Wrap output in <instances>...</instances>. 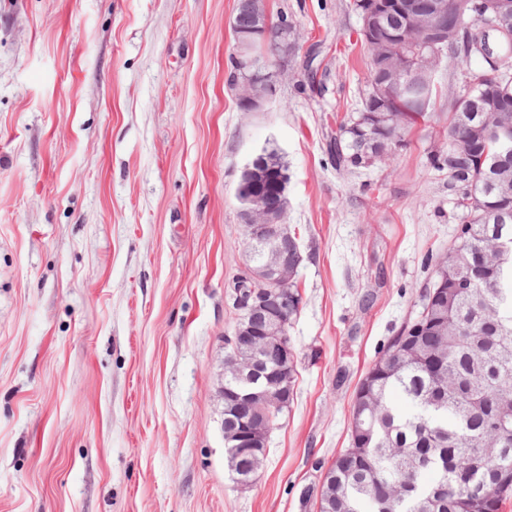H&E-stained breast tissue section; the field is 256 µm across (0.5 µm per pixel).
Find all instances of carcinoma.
Instances as JSON below:
<instances>
[{"instance_id": "carcinoma-1", "label": "carcinoma", "mask_w": 512, "mask_h": 512, "mask_svg": "<svg viewBox=\"0 0 512 512\" xmlns=\"http://www.w3.org/2000/svg\"><path fill=\"white\" fill-rule=\"evenodd\" d=\"M463 24L482 22L484 0H456ZM288 16L280 15L270 30L267 45L257 41L252 56L263 62V49L280 39ZM410 23L398 11L387 12L383 24L401 31ZM368 80L357 107L339 125L336 163L369 168L390 159L376 138L386 135L405 140L407 132L426 117L433 105L436 83L416 71L392 87L384 99L375 92L383 48L366 39ZM440 58L457 62L464 78L475 75L460 97L466 105L448 104V130L467 134L478 125L481 102L493 86L485 57L477 50L464 52L451 42L442 46ZM493 149L458 162L465 180L486 188L481 203L506 208L498 219L482 216L483 209L466 206L463 189L449 185L453 206L468 226L460 228L452 245L456 259L444 269H434L432 280L461 279L479 252L499 241L509 250L506 260L485 269L475 292L448 290V302L422 298L418 318L405 325L389 342L385 353L360 380L351 426L363 422L364 442L340 452L329 467L321 490L319 512H498L503 497L512 492V473L502 461L512 463V171L503 170L508 193L493 186ZM265 383L224 377V453L235 480L253 476L268 452L242 454L237 449V414L232 396ZM398 394L404 405L395 403ZM502 440L501 456L482 453L492 436ZM496 488L495 498L482 504L469 486Z\"/></svg>"}]
</instances>
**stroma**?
Returning <instances> with one entry per match:
<instances>
[{
	"mask_svg": "<svg viewBox=\"0 0 512 512\" xmlns=\"http://www.w3.org/2000/svg\"><path fill=\"white\" fill-rule=\"evenodd\" d=\"M237 0H0V512H317L355 391L455 240L442 62L426 121L370 168L327 151L367 78L350 0H268L298 47L257 112L226 86ZM288 165L294 397L253 486L217 397L236 187Z\"/></svg>",
	"mask_w": 512,
	"mask_h": 512,
	"instance_id": "1",
	"label": "stroma"
}]
</instances>
